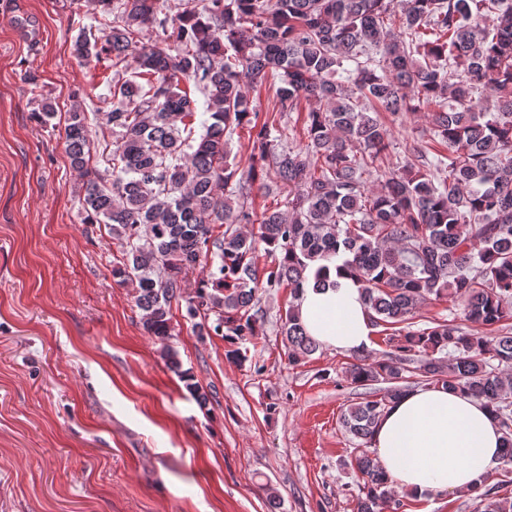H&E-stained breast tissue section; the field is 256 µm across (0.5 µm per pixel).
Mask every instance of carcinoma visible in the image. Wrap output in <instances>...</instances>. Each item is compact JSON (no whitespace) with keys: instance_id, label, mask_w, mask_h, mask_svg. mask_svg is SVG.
<instances>
[{"instance_id":"1","label":"carcinoma","mask_w":512,"mask_h":512,"mask_svg":"<svg viewBox=\"0 0 512 512\" xmlns=\"http://www.w3.org/2000/svg\"><path fill=\"white\" fill-rule=\"evenodd\" d=\"M96 3L101 35L81 29L73 55L111 71L99 129L112 148L91 153L75 110L65 152L88 223L121 245L112 278L135 284L144 331L197 404L210 393L170 344L172 302L185 301L196 334L223 337L227 360L241 365V344L264 320L259 292L290 289L279 321L297 365L320 345L294 301L311 281L326 286L324 262L334 259L359 284L371 325L394 327L393 352L363 350L345 371L356 387L383 385L339 418L354 445L356 512L401 508L368 445L390 404L413 390L411 375L485 402L502 433L501 463L512 465V335L412 322L431 297L478 328L512 319V0H182L174 16L165 0ZM270 75L280 81L272 111L309 102L297 149L279 147L276 120L252 124L245 84ZM485 90L491 108L478 110ZM422 110L441 149L430 158L416 147L382 167L379 113ZM244 129L258 162L245 173L228 150ZM268 171L288 190V209L257 218L252 184ZM364 172L380 187L366 190ZM261 245L270 257L262 270ZM488 480L476 512H512Z\"/></svg>"}]
</instances>
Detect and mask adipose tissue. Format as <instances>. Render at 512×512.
I'll return each mask as SVG.
<instances>
[{"instance_id":"ef3b65f1","label":"adipose tissue","mask_w":512,"mask_h":512,"mask_svg":"<svg viewBox=\"0 0 512 512\" xmlns=\"http://www.w3.org/2000/svg\"><path fill=\"white\" fill-rule=\"evenodd\" d=\"M328 278L329 287L306 286L298 300L309 336L330 349L366 347L372 326L358 285L333 271ZM372 446L393 488L423 497L470 495L482 474L498 464L501 434L481 402L418 388L390 405Z\"/></svg>"}]
</instances>
